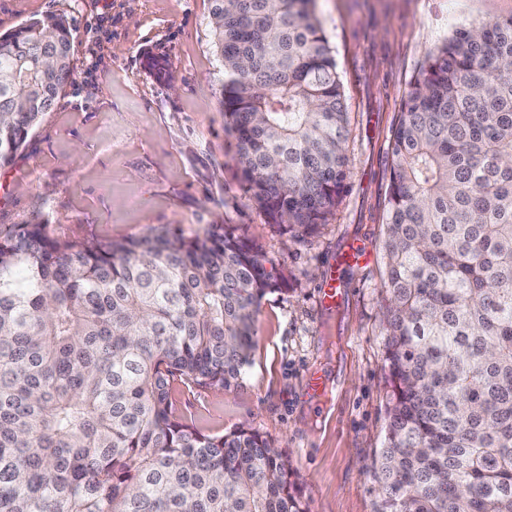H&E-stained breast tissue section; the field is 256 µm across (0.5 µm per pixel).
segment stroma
Returning a JSON list of instances; mask_svg holds the SVG:
<instances>
[{
    "mask_svg": "<svg viewBox=\"0 0 512 512\" xmlns=\"http://www.w3.org/2000/svg\"><path fill=\"white\" fill-rule=\"evenodd\" d=\"M348 114L346 189L328 224L290 238L249 201L224 129V70L211 0H0V33L47 16L70 27L74 79L0 168V227L44 221L52 235L124 240L227 224L286 278L266 294L240 385L176 384L175 412L213 434L240 427L291 458L309 512H379L373 479L385 439L379 289L391 142L429 51L456 30L512 16V0H316ZM341 267V304L320 302ZM338 265V264H337ZM326 397L307 394L311 373Z\"/></svg>",
    "mask_w": 512,
    "mask_h": 512,
    "instance_id": "stroma-1",
    "label": "stroma"
}]
</instances>
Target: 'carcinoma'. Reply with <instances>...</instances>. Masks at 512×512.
I'll return each instance as SVG.
<instances>
[{"label":"carcinoma","instance_id":"cac0c4a2","mask_svg":"<svg viewBox=\"0 0 512 512\" xmlns=\"http://www.w3.org/2000/svg\"><path fill=\"white\" fill-rule=\"evenodd\" d=\"M220 106L249 201L310 234L347 177L313 0H212ZM70 31L0 34V167L73 80ZM383 512H512V16L428 55L393 135L383 241ZM283 276L228 225L120 241L0 230V512H308L288 455L174 415L238 386Z\"/></svg>","mask_w":512,"mask_h":512}]
</instances>
